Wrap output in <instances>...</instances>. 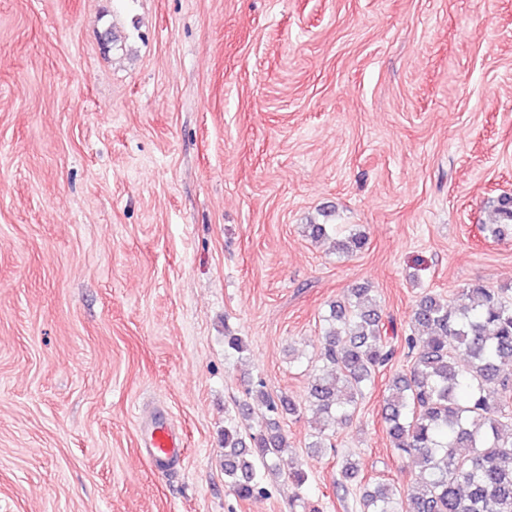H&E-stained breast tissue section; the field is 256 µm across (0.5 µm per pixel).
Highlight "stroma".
Returning a JSON list of instances; mask_svg holds the SVG:
<instances>
[{"mask_svg": "<svg viewBox=\"0 0 512 512\" xmlns=\"http://www.w3.org/2000/svg\"><path fill=\"white\" fill-rule=\"evenodd\" d=\"M504 194L512 0H0V512H359L347 459L411 484L381 419L402 352L310 453L323 317L367 284L401 334L422 292L512 289V237L479 231ZM258 381L300 406L303 501L224 481ZM178 451L177 438L165 423L153 427L143 448L147 459L159 468L171 462Z\"/></svg>", "mask_w": 512, "mask_h": 512, "instance_id": "35a3bbf8", "label": "stroma"}]
</instances>
